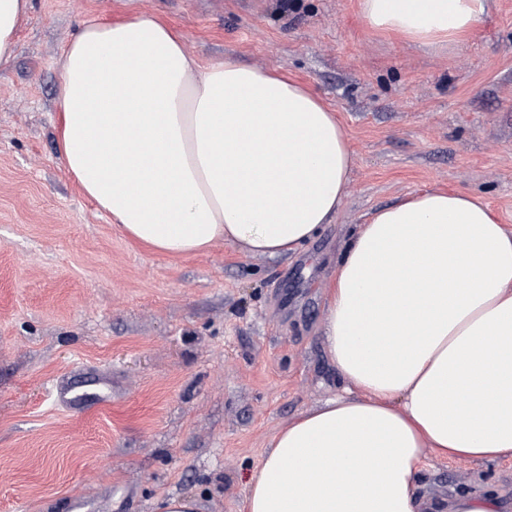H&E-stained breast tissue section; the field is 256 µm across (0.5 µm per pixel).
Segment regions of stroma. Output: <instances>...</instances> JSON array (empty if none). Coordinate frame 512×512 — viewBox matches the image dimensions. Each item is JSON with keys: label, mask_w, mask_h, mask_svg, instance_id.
Returning a JSON list of instances; mask_svg holds the SVG:
<instances>
[{"label": "stroma", "mask_w": 512, "mask_h": 512, "mask_svg": "<svg viewBox=\"0 0 512 512\" xmlns=\"http://www.w3.org/2000/svg\"><path fill=\"white\" fill-rule=\"evenodd\" d=\"M359 0H32L0 68V512H242L271 437L343 386L321 332L359 224L425 191L482 198L512 230V0L453 48L371 32ZM145 10L201 63L306 83L358 161L332 224L277 259L223 242L172 256L131 240L70 177L55 97L91 17ZM105 389L62 405L56 380ZM427 503L484 489L512 512V457L427 455Z\"/></svg>", "instance_id": "35a3bbf8"}]
</instances>
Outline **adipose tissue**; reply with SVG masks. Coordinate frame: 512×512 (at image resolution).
Instances as JSON below:
<instances>
[{"instance_id": "ef3b65f1", "label": "adipose tissue", "mask_w": 512, "mask_h": 512, "mask_svg": "<svg viewBox=\"0 0 512 512\" xmlns=\"http://www.w3.org/2000/svg\"><path fill=\"white\" fill-rule=\"evenodd\" d=\"M31 0H0V67ZM489 0H360L373 30L449 45ZM63 162L127 235L170 255L221 242L277 257L338 212L357 165L303 83L200 63L142 11L87 21L61 59ZM323 337L350 394L269 441L245 512H422L425 451L512 456V233L482 199L426 192L360 225L328 291Z\"/></svg>"}]
</instances>
